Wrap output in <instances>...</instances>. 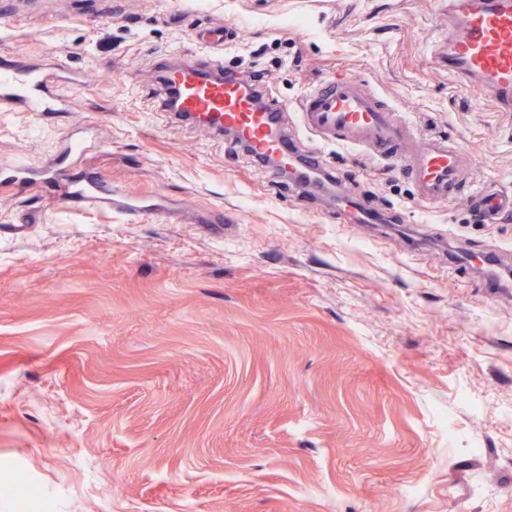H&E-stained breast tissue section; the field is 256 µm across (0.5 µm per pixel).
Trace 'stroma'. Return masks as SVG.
Listing matches in <instances>:
<instances>
[{"mask_svg":"<svg viewBox=\"0 0 512 512\" xmlns=\"http://www.w3.org/2000/svg\"><path fill=\"white\" fill-rule=\"evenodd\" d=\"M236 37L275 98L340 74L512 192V112L448 75L446 0H0V61L57 55L73 111L0 112V166L77 126L116 191L167 212L0 188V482L51 512H512V216L417 199L388 163L324 153L392 223L302 200L232 137L157 107L158 61Z\"/></svg>","mask_w":512,"mask_h":512,"instance_id":"35a3bbf8","label":"stroma"}]
</instances>
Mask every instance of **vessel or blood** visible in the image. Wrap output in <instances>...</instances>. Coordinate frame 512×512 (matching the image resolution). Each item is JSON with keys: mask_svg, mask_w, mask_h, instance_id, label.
<instances>
[{"mask_svg": "<svg viewBox=\"0 0 512 512\" xmlns=\"http://www.w3.org/2000/svg\"><path fill=\"white\" fill-rule=\"evenodd\" d=\"M201 55L165 60L164 80L179 93L175 120L195 119L213 136L235 131L254 154L271 157L277 168L289 169L302 183L316 184L332 174L322 153L305 148L287 131L283 107L272 94L254 102L244 77L224 65L228 30L213 27L197 31ZM443 59L449 76L491 98L500 111L512 112V0H448V31ZM82 84L78 71L61 61L51 63L11 60L0 64V110L46 115L69 112L73 100L62 85ZM302 127L325 145L360 147L370 155L392 161L414 184L420 199H451L466 177L464 158L444 135L426 142L406 136L405 124L395 109L355 76H339L306 92L297 104ZM91 148L81 138L67 141L63 164L35 168L18 161L0 168V185L26 188L52 187L55 198L73 207H118L133 216L148 213L140 201L116 195L103 172L85 166ZM485 223H497L512 213V194L478 195L475 199ZM352 224L379 222L380 212L370 205L347 200Z\"/></svg>", "mask_w": 512, "mask_h": 512, "instance_id": "obj_1", "label": "vessel or blood"}]
</instances>
